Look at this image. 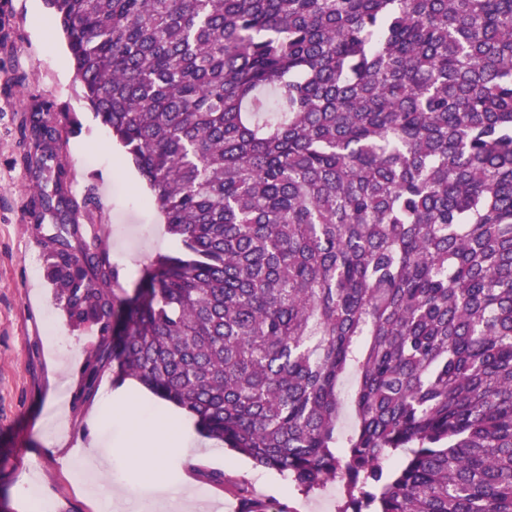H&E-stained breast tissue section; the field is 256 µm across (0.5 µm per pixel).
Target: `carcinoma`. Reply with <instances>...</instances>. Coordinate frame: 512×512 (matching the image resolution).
Returning <instances> with one entry per match:
<instances>
[{"mask_svg": "<svg viewBox=\"0 0 512 512\" xmlns=\"http://www.w3.org/2000/svg\"><path fill=\"white\" fill-rule=\"evenodd\" d=\"M46 4L181 243L118 296L31 113L46 277L99 330L74 401L133 378L303 493L346 479L336 512H512V0Z\"/></svg>", "mask_w": 512, "mask_h": 512, "instance_id": "1", "label": "carcinoma"}]
</instances>
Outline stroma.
I'll use <instances>...</instances> for the list:
<instances>
[{
  "mask_svg": "<svg viewBox=\"0 0 512 512\" xmlns=\"http://www.w3.org/2000/svg\"><path fill=\"white\" fill-rule=\"evenodd\" d=\"M37 13L52 16L45 0H0V512H30L23 490L32 481L50 500L51 512H96L78 484V461L91 446L109 456L130 455L123 415L104 409L106 394L121 382L106 372L94 402L75 407L85 351L96 339L71 325L45 276L46 258L29 210L35 174L22 163L32 149L25 135L29 113L57 115L58 156L80 205V221L97 225L112 264L124 273L125 291L136 287L141 267L176 253L179 243L147 204L135 167L85 101L59 24L38 34ZM62 377L68 381L67 419L60 428L66 442L49 447L42 423L53 413L48 397ZM209 471L224 472L228 486L207 481ZM186 479L201 500L222 503V512H235L242 490L267 512H336L343 490L337 480L302 493L215 440L194 467L168 457L160 475L137 474L140 512H153L163 484Z\"/></svg>",
  "mask_w": 512,
  "mask_h": 512,
  "instance_id": "35a3bbf8",
  "label": "stroma"
}]
</instances>
